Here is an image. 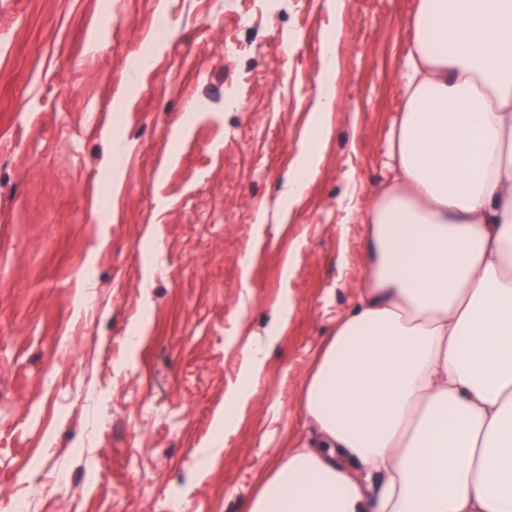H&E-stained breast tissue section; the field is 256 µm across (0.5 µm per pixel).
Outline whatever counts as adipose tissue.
I'll use <instances>...</instances> for the list:
<instances>
[{"instance_id":"1","label":"adipose tissue","mask_w":512,"mask_h":512,"mask_svg":"<svg viewBox=\"0 0 512 512\" xmlns=\"http://www.w3.org/2000/svg\"><path fill=\"white\" fill-rule=\"evenodd\" d=\"M326 54L281 193H306L336 105ZM391 178L340 221L367 264L306 380L309 446L245 512H512V0H417Z\"/></svg>"}]
</instances>
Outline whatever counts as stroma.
I'll list each match as a JSON object with an SVG mask.
<instances>
[{
    "label": "stroma",
    "instance_id": "35a3bbf8",
    "mask_svg": "<svg viewBox=\"0 0 512 512\" xmlns=\"http://www.w3.org/2000/svg\"><path fill=\"white\" fill-rule=\"evenodd\" d=\"M344 2L0 0V495L243 512L308 437L302 388L364 269L337 202L387 179L417 0ZM336 26L331 133L281 209ZM258 337L268 356L225 426Z\"/></svg>",
    "mask_w": 512,
    "mask_h": 512
}]
</instances>
